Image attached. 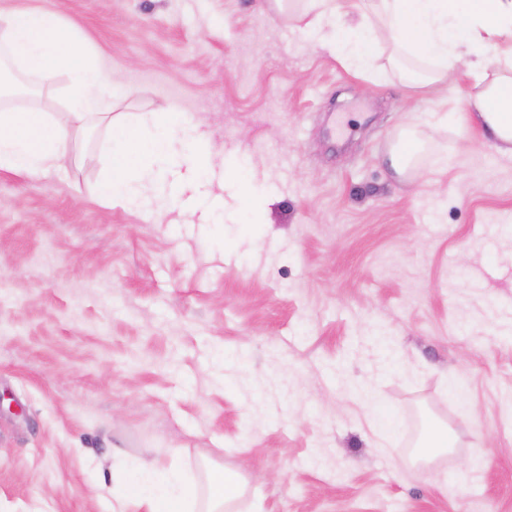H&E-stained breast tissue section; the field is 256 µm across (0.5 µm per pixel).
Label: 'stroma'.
Returning a JSON list of instances; mask_svg holds the SVG:
<instances>
[{
	"instance_id": "stroma-1",
	"label": "stroma",
	"mask_w": 512,
	"mask_h": 512,
	"mask_svg": "<svg viewBox=\"0 0 512 512\" xmlns=\"http://www.w3.org/2000/svg\"><path fill=\"white\" fill-rule=\"evenodd\" d=\"M39 7L130 120L223 146L199 182L224 221L100 204L103 128L65 170L0 172V512H113L150 461L241 476L235 512H512V155L471 76L359 71L305 41L302 0H0Z\"/></svg>"
}]
</instances>
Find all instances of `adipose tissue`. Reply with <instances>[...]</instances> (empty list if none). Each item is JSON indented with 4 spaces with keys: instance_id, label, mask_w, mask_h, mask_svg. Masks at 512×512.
I'll return each mask as SVG.
<instances>
[{
    "instance_id": "ef3b65f1",
    "label": "adipose tissue",
    "mask_w": 512,
    "mask_h": 512,
    "mask_svg": "<svg viewBox=\"0 0 512 512\" xmlns=\"http://www.w3.org/2000/svg\"><path fill=\"white\" fill-rule=\"evenodd\" d=\"M311 19L302 32L309 40L332 39L340 57L360 68L375 67L370 22L346 23L336 0H310ZM369 10L386 22L394 54L428 60V69L408 73L420 86L442 83L447 64L473 76L471 118L482 137L512 153V0H369ZM498 51L487 70L481 56ZM69 79L65 120L35 101L60 75ZM120 80L99 63L96 51L55 12L0 10V171L35 177L64 168L78 129L107 126L112 136L110 170L99 181L98 199L107 207H182L186 223L196 211L183 207L185 193L219 154L197 124L183 120L145 126L116 116L124 99ZM242 488L220 468L205 483L175 470L135 465L124 479L125 497L145 512H230Z\"/></svg>"
}]
</instances>
